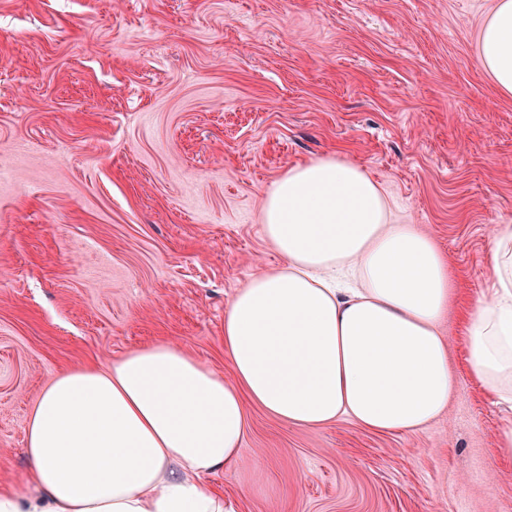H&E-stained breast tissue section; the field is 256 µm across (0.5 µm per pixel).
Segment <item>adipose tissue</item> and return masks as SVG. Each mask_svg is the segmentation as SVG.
Instances as JSON below:
<instances>
[{
    "label": "adipose tissue",
    "instance_id": "adipose-tissue-1",
    "mask_svg": "<svg viewBox=\"0 0 512 512\" xmlns=\"http://www.w3.org/2000/svg\"><path fill=\"white\" fill-rule=\"evenodd\" d=\"M478 62L512 95V0L486 23ZM387 213L380 183L348 160L290 167L262 211L281 266L225 312L232 379L166 344L55 376L25 428L32 491L1 490L0 512H227L206 478L235 468L255 407L298 427L350 418L378 433L437 418L456 384L440 333L448 266L427 234ZM490 251L467 358L512 403L511 224L495 225Z\"/></svg>",
    "mask_w": 512,
    "mask_h": 512
}]
</instances>
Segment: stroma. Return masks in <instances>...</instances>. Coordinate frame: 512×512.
Returning a JSON list of instances; mask_svg holds the SVG:
<instances>
[{
  "label": "stroma",
  "mask_w": 512,
  "mask_h": 512,
  "mask_svg": "<svg viewBox=\"0 0 512 512\" xmlns=\"http://www.w3.org/2000/svg\"><path fill=\"white\" fill-rule=\"evenodd\" d=\"M498 0H0V486L27 492L25 423L55 375L152 343L213 370L238 289L280 265L265 194L340 155L454 290L457 387L415 432L252 412L233 512H512V426L464 323L512 224V96L477 62Z\"/></svg>",
  "instance_id": "1"
}]
</instances>
